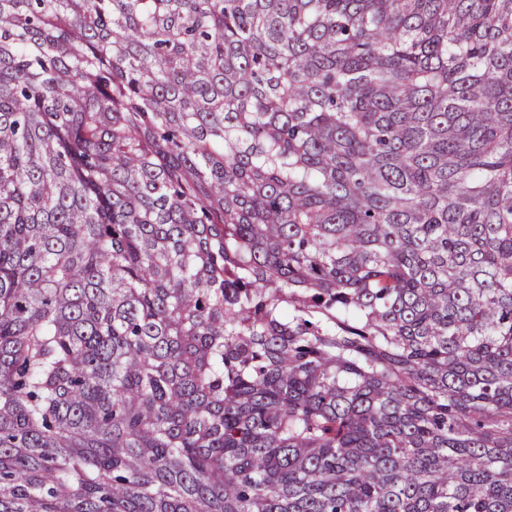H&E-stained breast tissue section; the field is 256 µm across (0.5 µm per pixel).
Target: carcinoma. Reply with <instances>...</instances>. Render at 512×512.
Returning a JSON list of instances; mask_svg holds the SVG:
<instances>
[{
	"instance_id": "obj_1",
	"label": "carcinoma",
	"mask_w": 512,
	"mask_h": 512,
	"mask_svg": "<svg viewBox=\"0 0 512 512\" xmlns=\"http://www.w3.org/2000/svg\"><path fill=\"white\" fill-rule=\"evenodd\" d=\"M0 512H512V0H0Z\"/></svg>"
}]
</instances>
